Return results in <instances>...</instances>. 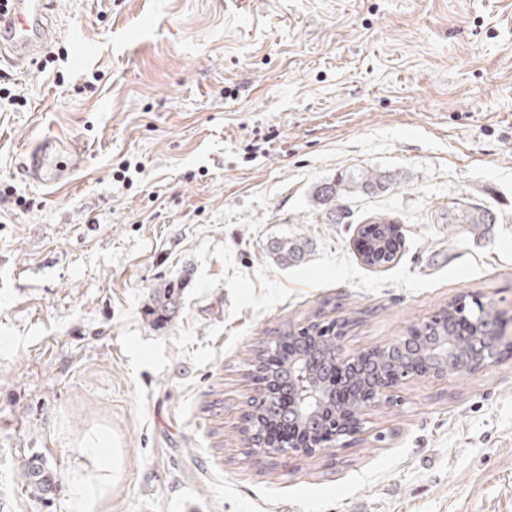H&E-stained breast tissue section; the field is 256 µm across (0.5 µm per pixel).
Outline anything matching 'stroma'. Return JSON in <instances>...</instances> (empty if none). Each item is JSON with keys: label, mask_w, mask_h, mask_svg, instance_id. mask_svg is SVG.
<instances>
[{"label": "stroma", "mask_w": 512, "mask_h": 512, "mask_svg": "<svg viewBox=\"0 0 512 512\" xmlns=\"http://www.w3.org/2000/svg\"><path fill=\"white\" fill-rule=\"evenodd\" d=\"M53 5L51 64L0 61L27 99L0 100V512H512V353L402 380L312 454L239 434L256 353L316 312L359 315L350 353L477 291L512 318V0ZM257 133L274 149L248 152ZM49 134L88 148L71 186L21 172ZM366 170L394 188L330 223L316 186ZM474 209L495 223H449ZM381 214L402 247L371 268L354 230ZM281 237L302 263L272 259ZM180 278L176 319L150 326ZM35 458L52 494L21 478ZM306 244L297 240L283 238L273 243L270 253L282 263H300L307 255ZM183 280L166 282L153 288L146 307V318L151 326L161 327L171 323L179 312Z\"/></svg>", "instance_id": "1"}]
</instances>
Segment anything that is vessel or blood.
<instances>
[{
  "label": "vessel or blood",
  "mask_w": 512,
  "mask_h": 512,
  "mask_svg": "<svg viewBox=\"0 0 512 512\" xmlns=\"http://www.w3.org/2000/svg\"><path fill=\"white\" fill-rule=\"evenodd\" d=\"M51 0H0V56L27 68L37 62L54 38ZM85 163V151L74 139L45 135L30 144L23 156L28 180L49 187L67 185Z\"/></svg>",
  "instance_id": "obj_1"
}]
</instances>
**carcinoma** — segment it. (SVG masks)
<instances>
[{"instance_id": "cac0c4a2", "label": "carcinoma", "mask_w": 512, "mask_h": 512, "mask_svg": "<svg viewBox=\"0 0 512 512\" xmlns=\"http://www.w3.org/2000/svg\"><path fill=\"white\" fill-rule=\"evenodd\" d=\"M394 188L393 177L374 171L365 174H350L325 182L314 191L319 206L327 210L331 220H336V202L354 193L381 194ZM448 223L466 224L473 229L479 224H494V215L486 210L480 212H449ZM360 253L364 264L385 266L393 263L400 248L394 222L385 216H376L360 230ZM270 253L285 264L300 263L307 255L306 244L283 238L273 243ZM182 281L166 282L154 288L146 307V318L150 325L161 327L171 323L179 312ZM501 324V311L491 295L476 306L465 308L448 304V310L437 319H428L413 325L401 346L384 347L358 359L355 367L346 370L344 387L347 397L336 399V339L340 334L331 328L322 327L314 321L310 332L289 340L291 354L281 355V344L269 343L256 355L252 364L258 380L264 385L260 397L268 398V404L259 403L242 417L241 435L247 448L256 442L272 443L268 427L281 424L298 427L304 435L326 438L336 428V422L352 417L358 412L360 401L376 383L384 377L398 376L414 369L429 370L433 361L423 355V350L440 336H448L455 343V351L448 355V376L454 377L473 370L478 351L485 347L488 336L497 335ZM310 372L331 392L324 408L306 421L300 418L294 406H284V399H293L298 388L296 378Z\"/></svg>"}]
</instances>
